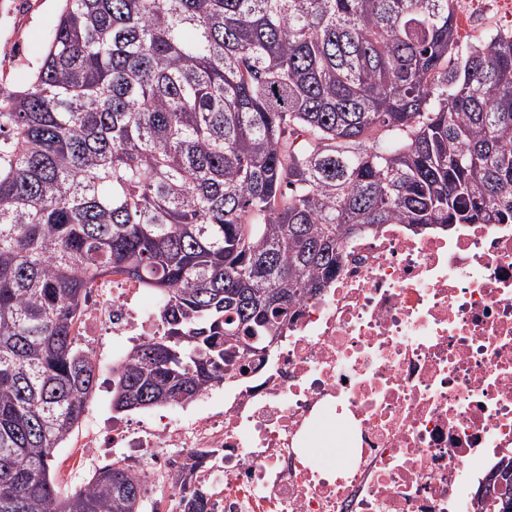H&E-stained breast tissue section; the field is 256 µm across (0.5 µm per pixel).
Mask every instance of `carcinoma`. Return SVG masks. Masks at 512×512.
<instances>
[{"instance_id": "obj_1", "label": "carcinoma", "mask_w": 512, "mask_h": 512, "mask_svg": "<svg viewBox=\"0 0 512 512\" xmlns=\"http://www.w3.org/2000/svg\"><path fill=\"white\" fill-rule=\"evenodd\" d=\"M0 92V512H141L112 461L62 493L96 372L91 289L155 290L164 332L112 405L188 403L329 286L354 238L512 224V32L461 46L454 0H61ZM512 459L484 512H512Z\"/></svg>"}]
</instances>
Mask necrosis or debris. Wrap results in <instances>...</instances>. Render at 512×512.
Masks as SVG:
<instances>
[{"label": "necrosis or debris", "mask_w": 512, "mask_h": 512, "mask_svg": "<svg viewBox=\"0 0 512 512\" xmlns=\"http://www.w3.org/2000/svg\"><path fill=\"white\" fill-rule=\"evenodd\" d=\"M140 284L93 290L87 323L136 328ZM222 412L112 431L144 482L213 512H479L512 453V224L356 238L273 351L238 360Z\"/></svg>", "instance_id": "1"}]
</instances>
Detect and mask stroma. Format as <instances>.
Returning <instances> with one entry per match:
<instances>
[{
	"label": "stroma",
	"mask_w": 512,
	"mask_h": 512,
	"mask_svg": "<svg viewBox=\"0 0 512 512\" xmlns=\"http://www.w3.org/2000/svg\"><path fill=\"white\" fill-rule=\"evenodd\" d=\"M459 35L472 45L496 31H512V6L506 0H455ZM60 12V0H0V87H23L40 62ZM78 344L88 350L96 365V385L88 410L72 434L67 447L58 449L54 477L60 488L73 491L92 479V468L71 466L70 449L92 440L99 453V464L124 457L125 451L112 445V430L131 425L157 429L166 424L188 423L203 415L221 411L224 389L216 387L180 409L168 406L117 412L112 408V356L129 351L133 337L113 335L110 328L79 332Z\"/></svg>",
	"instance_id": "1"
}]
</instances>
